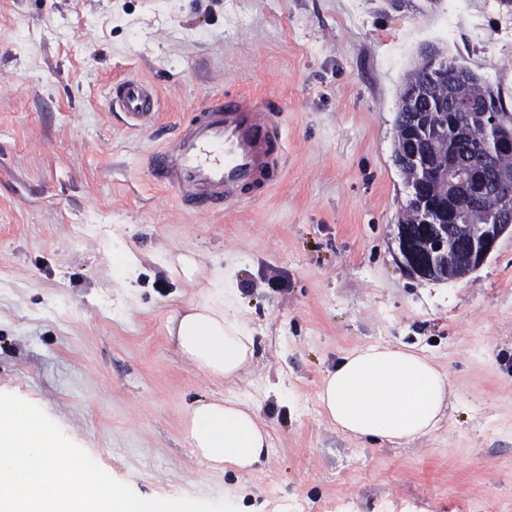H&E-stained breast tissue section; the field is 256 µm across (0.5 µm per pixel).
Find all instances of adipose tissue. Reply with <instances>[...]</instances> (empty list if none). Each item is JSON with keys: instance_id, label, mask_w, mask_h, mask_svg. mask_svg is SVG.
Wrapping results in <instances>:
<instances>
[{"instance_id": "1", "label": "adipose tissue", "mask_w": 512, "mask_h": 512, "mask_svg": "<svg viewBox=\"0 0 512 512\" xmlns=\"http://www.w3.org/2000/svg\"><path fill=\"white\" fill-rule=\"evenodd\" d=\"M165 268L176 278L206 279L198 297L168 317L167 334L180 356L212 380L241 379L255 341L225 288L232 270L204 274L191 252L170 256ZM318 399L329 422L345 436L403 443L436 429L448 399V379L412 347L371 344L341 357L328 371ZM185 422L194 452L213 468L246 474L268 456L270 433L245 403L203 399L191 406Z\"/></svg>"}]
</instances>
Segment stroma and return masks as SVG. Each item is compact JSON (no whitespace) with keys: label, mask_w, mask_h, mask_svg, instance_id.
<instances>
[{"label":"stroma","mask_w":512,"mask_h":512,"mask_svg":"<svg viewBox=\"0 0 512 512\" xmlns=\"http://www.w3.org/2000/svg\"><path fill=\"white\" fill-rule=\"evenodd\" d=\"M431 45L512 113V0H0V392L39 407L145 498L238 512H512V236L460 281L409 275L394 241L400 91ZM153 84L133 129L113 83ZM247 94L282 118L280 179L217 213L182 210L151 155L193 109ZM144 257L135 288L112 241ZM234 268L254 357L216 383L165 332L195 291L171 249ZM412 345L448 377L438 429L357 442L323 415L351 350ZM218 395L258 408L267 464L221 473L183 417Z\"/></svg>","instance_id":"obj_1"}]
</instances>
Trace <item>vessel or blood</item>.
Listing matches in <instances>:
<instances>
[{
  "mask_svg": "<svg viewBox=\"0 0 512 512\" xmlns=\"http://www.w3.org/2000/svg\"><path fill=\"white\" fill-rule=\"evenodd\" d=\"M111 106L142 126L152 121L158 100L148 81L133 77L113 87ZM282 152L276 112L240 95L192 112L149 168L159 185L178 191L184 207L216 213L241 196H264L279 178Z\"/></svg>",
  "mask_w": 512,
  "mask_h": 512,
  "instance_id": "obj_1",
  "label": "vessel or blood"
}]
</instances>
